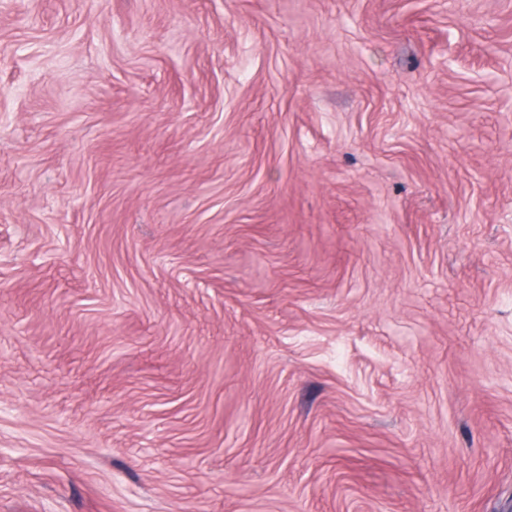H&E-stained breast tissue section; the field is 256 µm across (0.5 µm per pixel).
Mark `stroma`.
I'll use <instances>...</instances> for the list:
<instances>
[{"instance_id": "obj_1", "label": "stroma", "mask_w": 512, "mask_h": 512, "mask_svg": "<svg viewBox=\"0 0 512 512\" xmlns=\"http://www.w3.org/2000/svg\"><path fill=\"white\" fill-rule=\"evenodd\" d=\"M0 512H512V0H0Z\"/></svg>"}]
</instances>
